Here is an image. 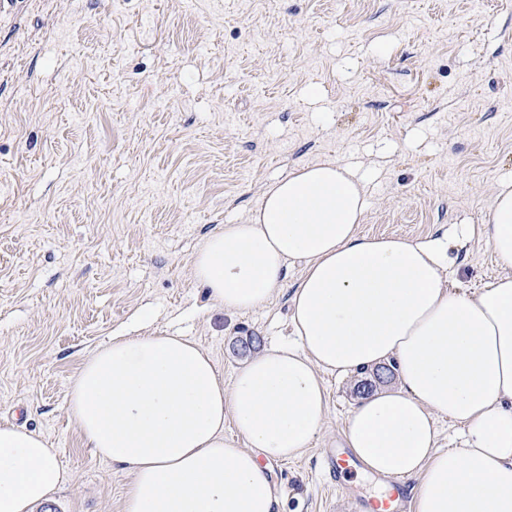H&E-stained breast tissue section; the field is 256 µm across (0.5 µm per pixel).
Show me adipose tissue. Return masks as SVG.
Segmentation results:
<instances>
[{"label": "adipose tissue", "mask_w": 512, "mask_h": 512, "mask_svg": "<svg viewBox=\"0 0 512 512\" xmlns=\"http://www.w3.org/2000/svg\"><path fill=\"white\" fill-rule=\"evenodd\" d=\"M365 213L355 174L324 161L204 239L191 275L227 312L266 304L303 264L294 341L255 352L231 382L174 333L116 336L86 357L70 410L94 454L130 475L124 512H280L269 466L320 438L324 373L388 361L397 388L361 399L344 447L365 472L417 479L415 512H512V186L484 228L502 273L477 291L452 289L446 242L361 234ZM441 417L464 428L461 446L437 449ZM72 481L43 437L0 424V512H38Z\"/></svg>", "instance_id": "ef3b65f1"}]
</instances>
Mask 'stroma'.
Listing matches in <instances>:
<instances>
[{
  "label": "stroma",
  "instance_id": "1",
  "mask_svg": "<svg viewBox=\"0 0 512 512\" xmlns=\"http://www.w3.org/2000/svg\"><path fill=\"white\" fill-rule=\"evenodd\" d=\"M334 160L368 235L448 243L465 290L512 183V0H0V422L73 471L40 512H123L127 473L68 412L85 356L172 332L224 379L239 339H290L289 287L245 314L191 276L207 235L267 186ZM360 373L324 376L322 439L273 465L280 512H350L322 454Z\"/></svg>",
  "mask_w": 512,
  "mask_h": 512
}]
</instances>
